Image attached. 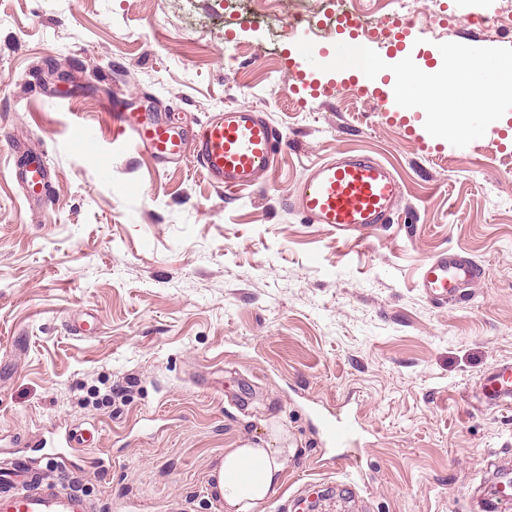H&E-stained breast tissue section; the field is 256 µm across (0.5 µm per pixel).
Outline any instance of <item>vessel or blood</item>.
I'll use <instances>...</instances> for the list:
<instances>
[{"label": "vessel or blood", "instance_id": "obj_1", "mask_svg": "<svg viewBox=\"0 0 512 512\" xmlns=\"http://www.w3.org/2000/svg\"><path fill=\"white\" fill-rule=\"evenodd\" d=\"M106 108L112 118V141L150 154L162 166L194 160L204 177L225 196L270 180L284 146L281 132L246 107H228L199 128L186 127L154 112H134L120 100ZM27 198L46 196L49 185L40 163L16 172ZM402 200L399 182L388 167L365 156H343L311 167L288 207L308 223L328 225L336 234L352 229L363 233L392 223ZM481 270L471 260L443 253L421 268L419 286L433 303H456L463 288L479 280ZM474 399L487 410L512 409V362L486 371ZM324 443L341 448V469L351 482H361L364 470L356 451L359 431L354 421L319 416ZM0 512H94L81 493L53 480L39 478L0 488Z\"/></svg>", "mask_w": 512, "mask_h": 512}]
</instances>
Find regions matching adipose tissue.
Returning a JSON list of instances; mask_svg holds the SVG:
<instances>
[{
    "label": "adipose tissue",
    "mask_w": 512,
    "mask_h": 512,
    "mask_svg": "<svg viewBox=\"0 0 512 512\" xmlns=\"http://www.w3.org/2000/svg\"><path fill=\"white\" fill-rule=\"evenodd\" d=\"M286 462L279 448L245 445L226 450L221 461L226 512H253L258 502L278 488Z\"/></svg>",
    "instance_id": "ef3b65f1"
}]
</instances>
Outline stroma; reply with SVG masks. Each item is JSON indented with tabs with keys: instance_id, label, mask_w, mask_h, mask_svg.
<instances>
[{
	"instance_id": "obj_1",
	"label": "stroma",
	"mask_w": 512,
	"mask_h": 512,
	"mask_svg": "<svg viewBox=\"0 0 512 512\" xmlns=\"http://www.w3.org/2000/svg\"><path fill=\"white\" fill-rule=\"evenodd\" d=\"M319 2L0 0V448L40 472L98 425L73 479L98 512H224L209 474L245 444L288 451L253 512H512V410L473 401L512 360V110L466 147L432 137L392 109L391 71L320 70L341 37L309 27ZM406 2L354 5L385 62L399 36L422 69L441 42L512 48V0ZM115 96L192 127L240 105L288 146L273 181L227 197L193 162L113 144ZM32 153L54 185L36 209L13 177ZM356 154L403 194L360 244L286 205L307 168ZM446 249L483 276L441 308L417 282ZM87 313L97 335H69ZM348 402L374 466L355 488L312 423Z\"/></svg>"
}]
</instances>
